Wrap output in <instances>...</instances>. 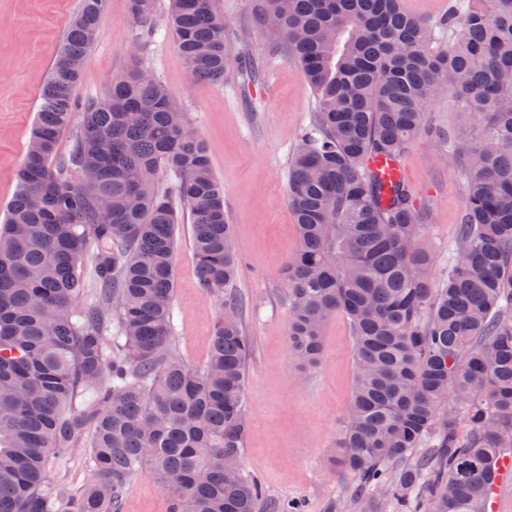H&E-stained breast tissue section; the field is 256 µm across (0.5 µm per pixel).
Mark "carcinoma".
Masks as SVG:
<instances>
[{
  "label": "carcinoma",
  "instance_id": "carcinoma-1",
  "mask_svg": "<svg viewBox=\"0 0 512 512\" xmlns=\"http://www.w3.org/2000/svg\"><path fill=\"white\" fill-rule=\"evenodd\" d=\"M105 2L83 0L54 57L0 222V512H118L145 467L169 512H257L261 484L229 474L246 440L251 343L224 182L203 141L135 67L83 106L58 150L76 111L72 61L89 55ZM130 9L137 36L151 37L153 0ZM257 19L315 98L288 168L299 229L289 344L313 364L330 316L352 329L333 469L394 512H417L425 497L431 512H484L512 437V0H456L435 22L401 0H260ZM166 26L193 78L224 83L236 36L217 0H169ZM445 95L467 116V131L448 136L467 183L459 245L436 288L418 247L424 214L406 182H382L368 160L401 157ZM177 202L192 219L198 283L220 299L200 368L171 355ZM90 245L98 291L78 307ZM88 421L92 478L66 494L49 464Z\"/></svg>",
  "mask_w": 512,
  "mask_h": 512
}]
</instances>
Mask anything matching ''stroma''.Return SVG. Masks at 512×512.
Masks as SVG:
<instances>
[{"instance_id":"1","label":"stroma","mask_w":512,"mask_h":512,"mask_svg":"<svg viewBox=\"0 0 512 512\" xmlns=\"http://www.w3.org/2000/svg\"><path fill=\"white\" fill-rule=\"evenodd\" d=\"M81 3L0 0V209L15 192L42 88ZM168 4L154 0L153 24L160 32L140 40L133 32L129 0H106L77 101L102 97L133 65L152 70L171 100L187 112L224 183L225 210L240 257L235 286L246 303L241 321L251 342L244 470L262 484L269 500L301 501L303 512H392L380 499L357 502L354 480L327 466L354 381V337L346 318L337 314L327 321L317 365L297 367L289 349L286 265L299 241L287 174L314 103L306 76L278 49L275 37L256 25L255 0H218L259 71L258 81L243 85L235 71L221 84L192 81L172 36L162 29ZM425 124L431 135L420 136L401 162L417 205L426 211L421 245L440 281L457 249L466 180L439 155L448 149L449 132L465 131L467 119L442 97L428 107ZM176 238L173 351L198 367L206 359L220 301L198 284L190 222L180 224ZM49 478L73 493L84 488L91 479L87 445L54 461ZM168 508L165 493L146 469L129 482L120 512Z\"/></svg>"}]
</instances>
